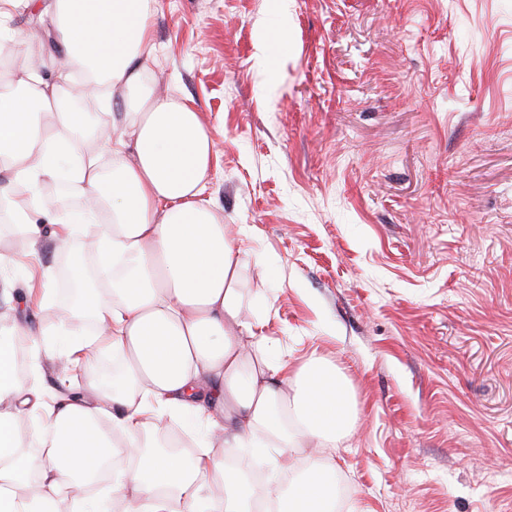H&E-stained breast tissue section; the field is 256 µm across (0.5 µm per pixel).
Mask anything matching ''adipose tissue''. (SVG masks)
Masks as SVG:
<instances>
[{
    "label": "adipose tissue",
    "instance_id": "adipose-tissue-1",
    "mask_svg": "<svg viewBox=\"0 0 512 512\" xmlns=\"http://www.w3.org/2000/svg\"><path fill=\"white\" fill-rule=\"evenodd\" d=\"M50 17L63 59L34 51L15 87L0 89V162L13 187L0 210L13 226V251L0 267L26 266L43 238L58 248L89 238L112 263L78 306L58 313L61 331L92 321L89 336L65 343L71 364L105 350L122 358L109 387L47 405L38 374L16 370V342L34 341L25 324L0 343V512H336V482L320 452L351 436L355 405L335 365L274 356L246 315L239 255L246 231L225 223L205 200L217 164L214 137L194 103L162 96L144 76L154 45L156 0H0V39L21 3ZM97 97L95 112L59 104L62 87ZM122 105L121 120L111 111ZM99 139L85 153L82 142ZM66 176L76 213L50 208L44 181ZM209 425L204 448L185 456L162 449L166 418ZM255 448L304 474L290 494L252 488L225 466L218 448ZM128 459L105 494L84 481L101 458Z\"/></svg>",
    "mask_w": 512,
    "mask_h": 512
}]
</instances>
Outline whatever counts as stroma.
I'll list each match as a JSON object with an SVG mask.
<instances>
[{
    "label": "stroma",
    "mask_w": 512,
    "mask_h": 512,
    "mask_svg": "<svg viewBox=\"0 0 512 512\" xmlns=\"http://www.w3.org/2000/svg\"><path fill=\"white\" fill-rule=\"evenodd\" d=\"M147 79L214 129L278 355L347 378L363 512H512V0H157ZM47 397L113 365L56 373Z\"/></svg>",
    "instance_id": "stroma-1"
}]
</instances>
